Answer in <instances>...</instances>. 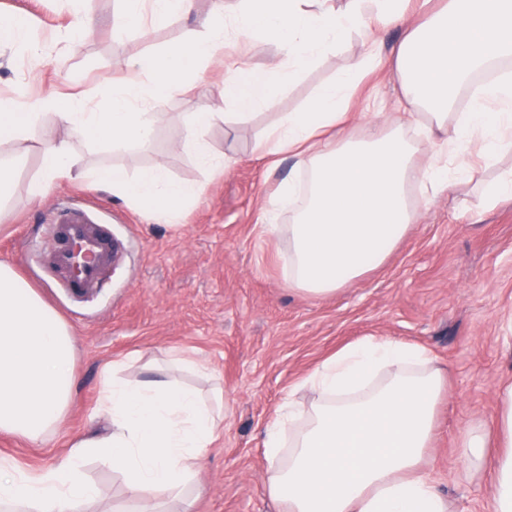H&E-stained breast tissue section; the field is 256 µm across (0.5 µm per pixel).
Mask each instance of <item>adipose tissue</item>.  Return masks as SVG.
Masks as SVG:
<instances>
[{"label":"adipose tissue","mask_w":512,"mask_h":512,"mask_svg":"<svg viewBox=\"0 0 512 512\" xmlns=\"http://www.w3.org/2000/svg\"><path fill=\"white\" fill-rule=\"evenodd\" d=\"M194 17L190 39L159 56L130 59L113 80L109 101L88 109L83 98L55 93L29 97L24 88L0 98V145L27 141L39 128L40 183L34 195L63 179H93L114 198L167 223L200 194L156 165L136 176L111 167L88 173L74 137L122 148L153 141L159 115L145 102L186 94V74L226 42L245 49L259 34L274 38L279 58L227 92V112H191L182 143L207 170L232 160L215 155L203 137L215 121L236 122L273 106L294 83L368 25L396 28L390 55L405 112L401 122L349 132V102L364 76L380 64L369 44L322 84L298 112L282 113L259 149L288 155L292 177L278 184L262 227L288 231V284L322 298L382 266L419 218L411 198L471 186L482 206L512 199V0H213L198 15L196 0H121L114 34ZM427 147L429 160L417 165ZM287 226H280V216ZM127 360L102 375L99 426L78 436L58 464L22 467L0 456V512H86L99 497L82 467L92 458L124 481L135 512H164L187 499L203 453L224 420V394L204 398L161 369L123 376ZM445 371L419 345L367 336L328 357L299 383L313 398L285 401L267 425L263 448L268 493L283 512H448L447 500L421 469L435 427ZM76 386L75 338L69 325L7 263L0 262V433L40 443L63 421ZM492 431L475 429L459 447L461 462H490L493 493L487 512H512V380L497 390Z\"/></svg>","instance_id":"ef3b65f1"}]
</instances>
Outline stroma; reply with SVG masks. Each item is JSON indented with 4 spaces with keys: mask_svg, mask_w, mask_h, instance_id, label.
<instances>
[{
    "mask_svg": "<svg viewBox=\"0 0 512 512\" xmlns=\"http://www.w3.org/2000/svg\"><path fill=\"white\" fill-rule=\"evenodd\" d=\"M74 9L73 0H0V17H25L47 46L43 61L8 47L0 51L12 59L0 68V97L21 84L32 96L52 89L96 106L130 58L158 54L195 28L193 20H175L116 37L105 27L67 45L62 37ZM367 38L387 52L400 32L354 37L286 87L275 106L257 108L233 125L207 127L203 135L215 153L238 155L224 174L212 175L184 148L183 119L189 112L223 111L225 83L266 68L278 55L273 40L252 42L239 66L228 50L217 51L207 67L208 83L149 104V111L163 115L150 147L133 144L115 152L76 141L87 170L116 165L135 175L159 162L172 179L201 185L202 194L175 224L81 181H59L31 200L40 154L22 144L0 146L23 156L12 208L0 216V261L15 267L77 339V384L64 421L40 445L0 434V455L32 468L57 463L91 425L105 364L136 354L140 366L162 367L178 352L201 366L182 374L185 384L203 392L216 384L224 390V428L206 451L190 512H277L267 491L266 425L289 392L310 400L295 385L322 360L362 337L387 336L425 347L447 370L423 469L447 498L449 512H485L491 473L466 468L458 447L468 430L492 425L497 389L512 378V201L484 209L465 190L441 193L380 268L318 299L288 286V236L265 234L260 224L291 163L282 161L270 172L271 159L256 152L257 142L281 113L299 111L320 84L359 55ZM350 110L358 135L366 133L367 120L401 115L389 67L363 80ZM75 200L110 224L126 245L102 288L81 301L68 298L42 262L52 211Z\"/></svg>",
    "mask_w": 512,
    "mask_h": 512,
    "instance_id": "stroma-1",
    "label": "stroma"
}]
</instances>
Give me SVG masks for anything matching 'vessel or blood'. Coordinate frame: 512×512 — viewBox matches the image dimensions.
Listing matches in <instances>:
<instances>
[{"mask_svg": "<svg viewBox=\"0 0 512 512\" xmlns=\"http://www.w3.org/2000/svg\"><path fill=\"white\" fill-rule=\"evenodd\" d=\"M49 259L68 294L84 298L100 287L106 270L121 254V248L96 216L73 205L61 209L49 224Z\"/></svg>", "mask_w": 512, "mask_h": 512, "instance_id": "1", "label": "vessel or blood"}]
</instances>
